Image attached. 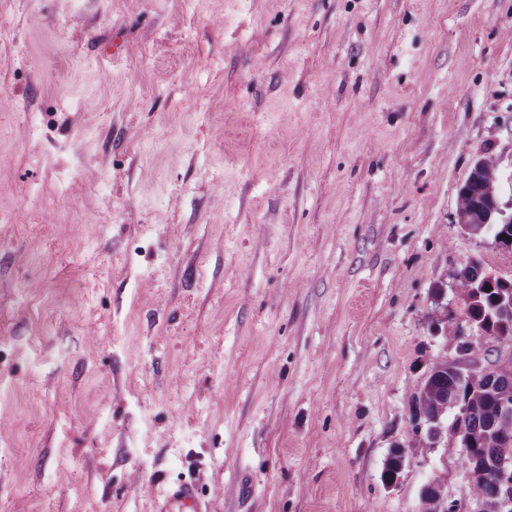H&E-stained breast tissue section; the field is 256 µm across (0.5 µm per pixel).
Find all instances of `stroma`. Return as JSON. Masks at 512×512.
<instances>
[{"mask_svg":"<svg viewBox=\"0 0 512 512\" xmlns=\"http://www.w3.org/2000/svg\"><path fill=\"white\" fill-rule=\"evenodd\" d=\"M485 152L512 213V0H0V512H480L411 401L512 366ZM474 163L467 181L459 189L458 197L463 196V199L470 206L471 212L478 222H482L483 214L476 208L479 206L482 210L487 211L490 207L488 199L485 195L486 191V174L485 167H479L480 161ZM477 166L479 168H477ZM469 318L481 329L483 338H492L512 346V324L505 329L498 314V302L505 289L512 290V280L494 282L486 277L479 260H472L457 274ZM494 282V285L492 283ZM200 501L193 483L182 479L169 490L166 503L160 511L164 512H199Z\"/></svg>","mask_w":512,"mask_h":512,"instance_id":"stroma-1","label":"stroma"}]
</instances>
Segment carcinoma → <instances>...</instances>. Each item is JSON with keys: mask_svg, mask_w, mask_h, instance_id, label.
<instances>
[{"mask_svg": "<svg viewBox=\"0 0 512 512\" xmlns=\"http://www.w3.org/2000/svg\"><path fill=\"white\" fill-rule=\"evenodd\" d=\"M485 188V167H472L458 192L477 220L469 225L470 231L481 235L491 230L495 242L509 248L512 223L491 226L482 223L483 212L490 207ZM457 277L469 317L484 337L512 344V326L504 327L498 314L500 296L505 290H512V280L488 281L478 260L470 261ZM448 342L455 344L462 355H470L479 348L478 340L463 335L457 328L448 329ZM505 396L512 400V370L468 375L456 364L441 362L431 370L412 404L414 428L425 426L430 438L440 436L437 419L458 409L450 431L467 440V462L484 500L483 512H495L498 502L512 501V484L502 482L498 476L500 463L512 459V417H503L499 407ZM424 492V512H445L433 483H428Z\"/></svg>", "mask_w": 512, "mask_h": 512, "instance_id": "1", "label": "carcinoma"}]
</instances>
